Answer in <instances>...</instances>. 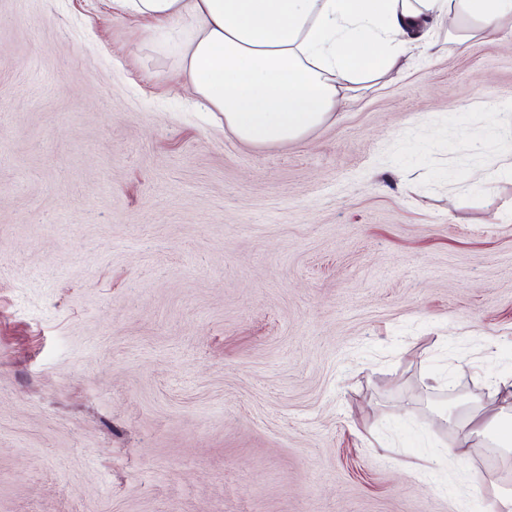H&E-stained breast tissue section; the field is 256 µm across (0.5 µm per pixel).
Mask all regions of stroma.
<instances>
[{"instance_id": "1", "label": "stroma", "mask_w": 512, "mask_h": 512, "mask_svg": "<svg viewBox=\"0 0 512 512\" xmlns=\"http://www.w3.org/2000/svg\"><path fill=\"white\" fill-rule=\"evenodd\" d=\"M178 68L0 0V512H489L512 452L450 422L512 373V35L273 146Z\"/></svg>"}]
</instances>
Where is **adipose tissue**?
<instances>
[{"label": "adipose tissue", "instance_id": "obj_1", "mask_svg": "<svg viewBox=\"0 0 512 512\" xmlns=\"http://www.w3.org/2000/svg\"><path fill=\"white\" fill-rule=\"evenodd\" d=\"M113 11L155 21L181 57L201 105L253 145L300 140L439 38L458 44L512 30V0H111ZM456 27H449V18ZM507 409L460 422L463 440L493 434L512 447Z\"/></svg>", "mask_w": 512, "mask_h": 512}]
</instances>
